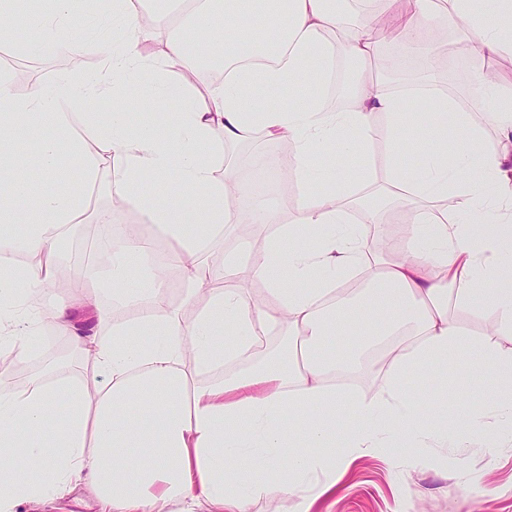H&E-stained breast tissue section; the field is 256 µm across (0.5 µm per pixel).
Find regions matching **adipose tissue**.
Returning a JSON list of instances; mask_svg holds the SVG:
<instances>
[{
    "mask_svg": "<svg viewBox=\"0 0 512 512\" xmlns=\"http://www.w3.org/2000/svg\"><path fill=\"white\" fill-rule=\"evenodd\" d=\"M26 18L33 50L79 49L70 23L84 0H49ZM191 34L167 38V59L197 73L210 59L224 80L206 103L187 85L154 80L155 99L180 101L179 119L155 125L130 105L147 69L131 0H112L118 44L105 46L106 67L122 75L112 110L83 115L74 134L62 104H88L92 83H34L12 94L0 76V342L28 354L38 329L18 313L30 296L54 295L47 317L91 369L73 379L58 366L0 392V512L22 503L50 504L78 487L100 512H251L272 485L296 494L297 512L335 489L342 470L365 454L395 448H455L492 414L512 416V92L487 70L512 56V0H371L356 16L336 0H184ZM223 16V27L213 25ZM388 17L402 41L447 21L460 26L472 66L470 103L436 92L393 91L360 71L345 106L323 102L335 52L371 60L374 23ZM304 90L295 104L271 105L276 94ZM483 112L497 132L487 146ZM384 124H377V117ZM239 143L256 131L296 142L291 165L303 187L296 220L280 206L255 207V221L275 225L262 249L226 255L222 270L202 259L204 247L238 216L231 210L232 171L216 177L215 127ZM28 131L29 143L16 139ZM382 142L391 174L379 194L410 203L388 249L366 255V225L352 224L347 159ZM116 161L114 184L140 208L153 235L125 234L105 266L77 276L80 296L55 287L59 253L99 178L97 153ZM176 177L179 193L144 188L145 174ZM170 241L185 303L207 300L192 321L170 308L158 274L156 246ZM369 274L342 293L340 281ZM152 280L134 290L133 277ZM263 281L262 301L236 282ZM102 299L135 308L110 337L75 319ZM366 308L371 319L352 350L335 352L342 317ZM489 310L491 330L465 333L454 312ZM288 337L284 357L255 365L265 341ZM379 346L387 360L383 385L369 395L341 393L340 377L365 367ZM466 367L476 401L462 406L448 391L416 397L408 373L449 363Z\"/></svg>",
    "mask_w": 512,
    "mask_h": 512,
    "instance_id": "1",
    "label": "adipose tissue"
}]
</instances>
